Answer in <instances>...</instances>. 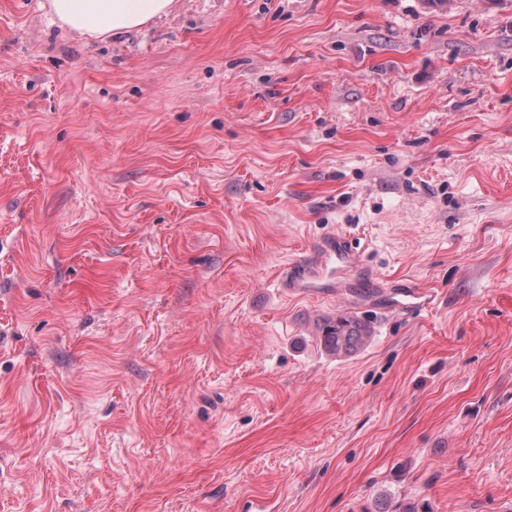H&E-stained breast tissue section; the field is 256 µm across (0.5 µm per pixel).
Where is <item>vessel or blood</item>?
<instances>
[{"instance_id":"b4317fda","label":"vessel or blood","mask_w":512,"mask_h":512,"mask_svg":"<svg viewBox=\"0 0 512 512\" xmlns=\"http://www.w3.org/2000/svg\"><path fill=\"white\" fill-rule=\"evenodd\" d=\"M280 279L288 294L295 296L327 294L347 279L371 287L377 283L373 272L360 263L350 238L334 232L323 234L312 256L289 264ZM436 300L435 294L405 287L394 291L392 307L421 315L430 311Z\"/></svg>"}]
</instances>
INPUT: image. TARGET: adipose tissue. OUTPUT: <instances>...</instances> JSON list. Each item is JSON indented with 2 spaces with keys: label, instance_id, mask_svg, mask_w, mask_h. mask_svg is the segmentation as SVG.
Returning <instances> with one entry per match:
<instances>
[{
  "label": "adipose tissue",
  "instance_id": "obj_1",
  "mask_svg": "<svg viewBox=\"0 0 512 512\" xmlns=\"http://www.w3.org/2000/svg\"><path fill=\"white\" fill-rule=\"evenodd\" d=\"M173 0H51L58 20L90 36L118 35L166 15Z\"/></svg>",
  "mask_w": 512,
  "mask_h": 512
}]
</instances>
